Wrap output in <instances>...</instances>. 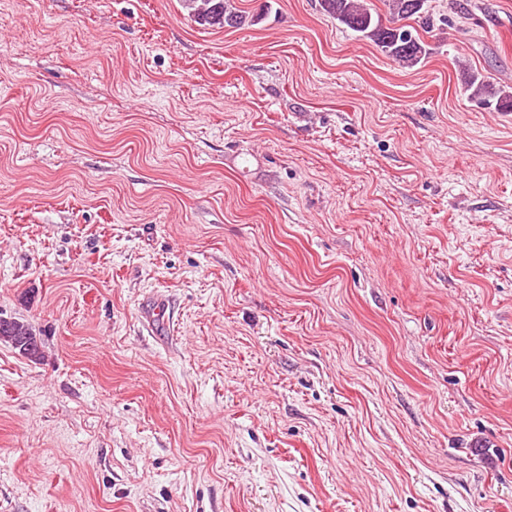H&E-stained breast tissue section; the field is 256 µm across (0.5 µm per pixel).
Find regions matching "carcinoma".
<instances>
[{
	"mask_svg": "<svg viewBox=\"0 0 512 512\" xmlns=\"http://www.w3.org/2000/svg\"><path fill=\"white\" fill-rule=\"evenodd\" d=\"M427 0H383L381 13L370 0H319L322 13L351 30L360 40L375 45L383 54L403 69H412L430 55L429 46L419 31H428L433 18L426 7ZM189 19L204 29H242L268 18L269 2L256 11L234 7L231 0H181ZM463 89L471 100L493 105L495 109L512 110V92L491 85L479 72H462ZM0 336L7 339L30 360L42 354V342L25 324L11 321L0 325Z\"/></svg>",
	"mask_w": 512,
	"mask_h": 512,
	"instance_id": "1",
	"label": "carcinoma"
}]
</instances>
